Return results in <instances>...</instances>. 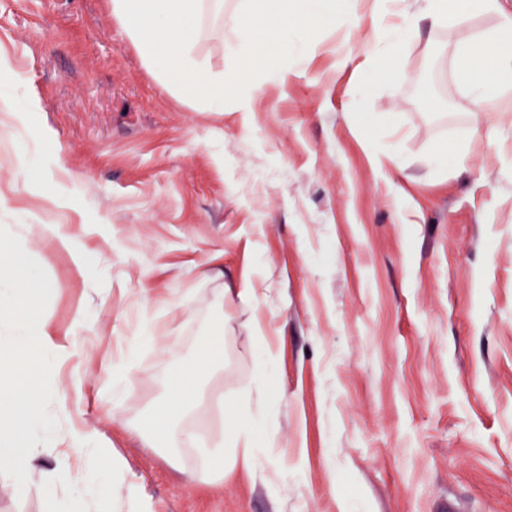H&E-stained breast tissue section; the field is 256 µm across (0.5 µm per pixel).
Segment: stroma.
Returning a JSON list of instances; mask_svg holds the SVG:
<instances>
[{
  "label": "stroma",
  "mask_w": 512,
  "mask_h": 512,
  "mask_svg": "<svg viewBox=\"0 0 512 512\" xmlns=\"http://www.w3.org/2000/svg\"><path fill=\"white\" fill-rule=\"evenodd\" d=\"M500 4L421 24L371 97L362 43L325 25L289 44L284 86L211 112L163 82L108 0H0V108L24 106L0 111V224L46 271L44 317L75 345L50 412L124 464V480L101 478L113 512L126 480L156 512H512V138L488 136L512 112L473 111L447 61L512 20ZM230 41L204 12L190 50L215 80ZM41 224L82 242L85 270ZM239 288L261 297L266 342ZM219 312L223 365L189 424L215 445L261 371L276 438L255 474L222 480L202 449L174 464L135 435ZM145 320L153 337L112 404L107 363ZM65 453L82 465L42 446L24 495L0 475V512H44Z\"/></svg>",
  "instance_id": "obj_1"
}]
</instances>
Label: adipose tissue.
<instances>
[{
  "mask_svg": "<svg viewBox=\"0 0 512 512\" xmlns=\"http://www.w3.org/2000/svg\"><path fill=\"white\" fill-rule=\"evenodd\" d=\"M209 0H111L112 14L120 19L149 63L164 67V78L184 96L202 101L213 112L224 109L225 97L239 88L241 73L262 72L267 84H284L285 71L275 60L288 49L289 39H309L322 24H336L346 19L341 0H295L285 7L281 0H246L234 12L228 13L226 23L231 30L237 50V69L224 81H213L188 54L193 32L199 28L203 8ZM404 0H371L375 25L367 34L348 29V36L360 37L370 45L364 69L366 76L360 87L361 96L373 95L382 83L387 62L395 60L404 46L419 33L420 19L431 27H444L457 21L461 9L494 13L499 0H423L420 13H412ZM488 49L474 42L458 43L451 54L456 80L469 91L473 106L479 112L495 111L499 101L512 96V26L503 25L487 37ZM152 335L149 324H141L137 335L129 337L120 360L112 369L108 394L113 403H120L131 384L128 372L135 363L141 344ZM223 319L211 325L209 341L202 346L193 361L170 386V397L156 408L154 424L169 428L168 445L172 448H191L198 436L191 430L176 426L177 412L189 411L197 399V385L222 358ZM235 422L226 445L215 446L208 456L210 466L223 468L225 461L255 471L262 448L271 447V439H258L256 428L269 423L270 410L265 398L244 399L234 407ZM57 442L78 450L93 464L109 469L120 463L100 453L101 438L89 428L72 427L55 433ZM53 484L67 487L65 497H50L47 512H88L96 506L98 512H110L111 502L101 491L84 481L80 474L64 466L52 475Z\"/></svg>",
  "mask_w": 512,
  "mask_h": 512,
  "instance_id": "obj_1",
  "label": "adipose tissue"
}]
</instances>
